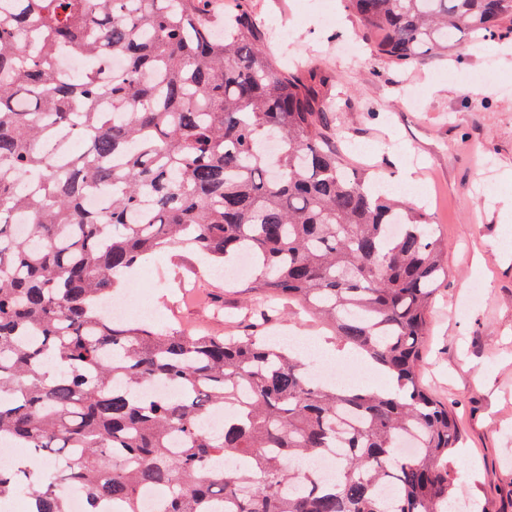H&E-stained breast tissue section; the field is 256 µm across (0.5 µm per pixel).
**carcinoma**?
I'll list each match as a JSON object with an SVG mask.
<instances>
[{
  "label": "carcinoma",
  "instance_id": "obj_1",
  "mask_svg": "<svg viewBox=\"0 0 512 512\" xmlns=\"http://www.w3.org/2000/svg\"><path fill=\"white\" fill-rule=\"evenodd\" d=\"M0 0V499L32 512H455L459 431L420 385L427 310L448 275L423 209L336 151L323 81L273 56L244 0ZM408 66L512 32V0H349ZM121 58L106 79L54 51ZM109 191L103 210L85 199ZM27 233L15 231L16 215ZM286 297L392 394L320 384L271 336L190 335L102 311L119 275L170 248ZM150 382L179 388L148 398ZM224 410V431L202 427ZM414 450L400 451L402 439ZM336 454L326 483L307 464Z\"/></svg>",
  "mask_w": 512,
  "mask_h": 512
}]
</instances>
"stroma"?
I'll return each instance as SVG.
<instances>
[{"mask_svg": "<svg viewBox=\"0 0 512 512\" xmlns=\"http://www.w3.org/2000/svg\"><path fill=\"white\" fill-rule=\"evenodd\" d=\"M277 39L324 78L336 100V146L373 175L405 156L430 195L448 276L429 311L423 386L452 411L450 458L463 512H512V36L464 41L406 67L366 43L347 0H248ZM198 254L172 248L140 263L127 287L155 327L216 336L323 340L305 314L250 315V276L229 288Z\"/></svg>", "mask_w": 512, "mask_h": 512, "instance_id": "35a3bbf8", "label": "stroma"}]
</instances>
